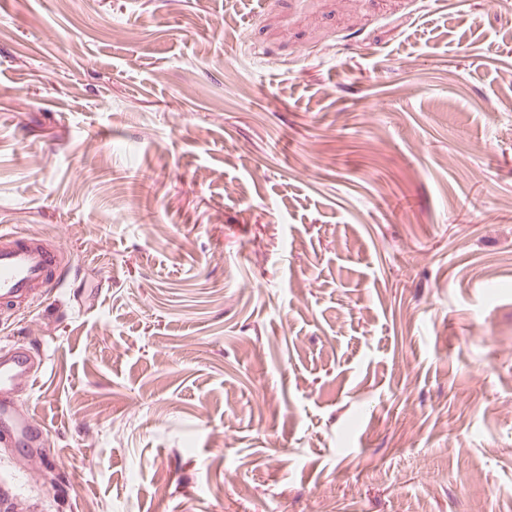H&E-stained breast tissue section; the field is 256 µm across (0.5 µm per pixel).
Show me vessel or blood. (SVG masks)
Segmentation results:
<instances>
[{"instance_id":"vessel-or-blood-1","label":"vessel or blood","mask_w":512,"mask_h":512,"mask_svg":"<svg viewBox=\"0 0 512 512\" xmlns=\"http://www.w3.org/2000/svg\"><path fill=\"white\" fill-rule=\"evenodd\" d=\"M68 264L54 241L0 228V307L46 295L62 281ZM41 373V364L26 346L0 349V445L17 448L30 440L34 421L15 415V382L23 376L35 383Z\"/></svg>"}]
</instances>
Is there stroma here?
<instances>
[{
	"mask_svg": "<svg viewBox=\"0 0 512 512\" xmlns=\"http://www.w3.org/2000/svg\"><path fill=\"white\" fill-rule=\"evenodd\" d=\"M0 227V512H512L505 0H0ZM68 264L54 241L1 227L0 307L20 299H41L59 285ZM43 365L36 362L35 356L24 345H16L9 349H0V445L18 448L31 439L35 426L33 419L24 416L16 417V396L23 392L16 387L19 376L27 378L32 387L42 373Z\"/></svg>",
	"mask_w": 512,
	"mask_h": 512,
	"instance_id": "stroma-1",
	"label": "stroma"
}]
</instances>
